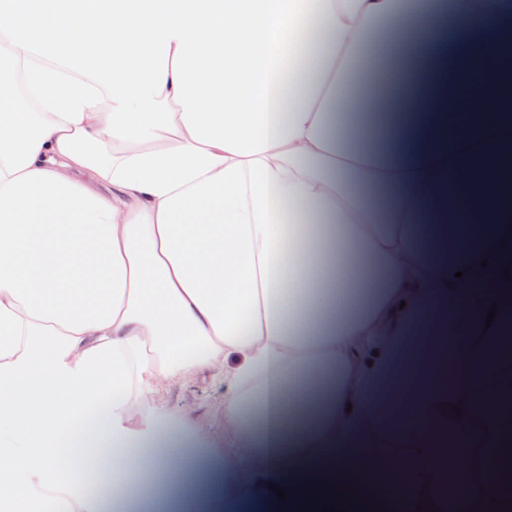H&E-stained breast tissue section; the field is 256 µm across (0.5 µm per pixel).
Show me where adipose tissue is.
<instances>
[{
  "instance_id": "ef3b65f1",
  "label": "adipose tissue",
  "mask_w": 512,
  "mask_h": 512,
  "mask_svg": "<svg viewBox=\"0 0 512 512\" xmlns=\"http://www.w3.org/2000/svg\"><path fill=\"white\" fill-rule=\"evenodd\" d=\"M446 8L0 0V512L503 498L512 0ZM223 390L218 389L211 384L201 381H193L186 383L174 395L165 396L167 404L171 407L177 406L181 400L187 399L195 402L202 410L214 414L217 411L221 393Z\"/></svg>"
}]
</instances>
